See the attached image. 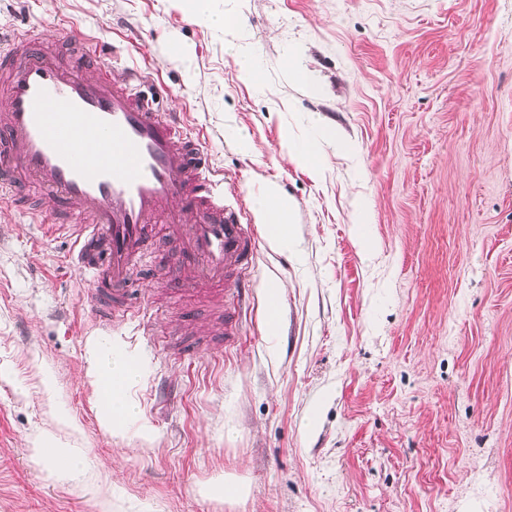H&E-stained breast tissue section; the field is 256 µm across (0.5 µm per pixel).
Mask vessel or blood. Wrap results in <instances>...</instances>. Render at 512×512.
I'll list each match as a JSON object with an SVG mask.
<instances>
[{
  "label": "vessel or blood",
  "instance_id": "b4317fda",
  "mask_svg": "<svg viewBox=\"0 0 512 512\" xmlns=\"http://www.w3.org/2000/svg\"><path fill=\"white\" fill-rule=\"evenodd\" d=\"M74 44L83 68L62 63L43 33L0 44V198L13 201L24 182L65 203L63 227L75 241L73 269L107 285L112 319L144 258L155 225L180 237L177 267L199 294L222 302L252 264L258 235L224 203L199 138L185 135L180 112H158L138 91L136 74L112 77L97 61L95 38Z\"/></svg>",
  "mask_w": 512,
  "mask_h": 512
}]
</instances>
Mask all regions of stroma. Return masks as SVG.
Listing matches in <instances>:
<instances>
[{
	"mask_svg": "<svg viewBox=\"0 0 512 512\" xmlns=\"http://www.w3.org/2000/svg\"><path fill=\"white\" fill-rule=\"evenodd\" d=\"M213 6L242 25L178 0H0V36L47 32L67 63L78 29L104 67L136 68L201 134L225 205L259 225V199L285 196L296 237H261L227 342L215 305L173 290L162 227L114 325L36 194L0 204V512H512V0ZM104 342L142 371L115 433ZM47 431L74 478L33 458ZM184 12L192 17L203 18L215 26L224 28L225 31L234 29L237 19L224 13L215 11L213 0H179ZM288 154L292 160L299 161L309 168L315 169L319 161L320 151L310 143L291 141L288 143Z\"/></svg>",
	"mask_w": 512,
	"mask_h": 512,
	"instance_id": "stroma-1",
	"label": "stroma"
}]
</instances>
